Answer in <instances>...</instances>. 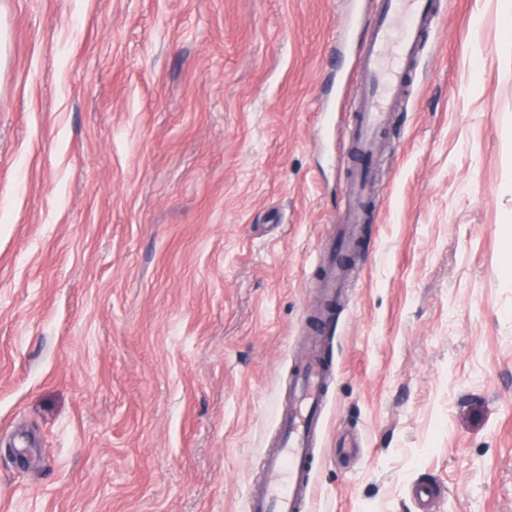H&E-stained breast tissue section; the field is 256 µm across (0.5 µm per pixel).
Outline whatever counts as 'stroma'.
I'll use <instances>...</instances> for the list:
<instances>
[{
	"mask_svg": "<svg viewBox=\"0 0 512 512\" xmlns=\"http://www.w3.org/2000/svg\"><path fill=\"white\" fill-rule=\"evenodd\" d=\"M438 3L311 512H512V58L495 0ZM349 8L0 0V512H249L340 231ZM412 496L416 503V512H435L434 502L438 496L437 489L427 483L420 482L412 487Z\"/></svg>",
	"mask_w": 512,
	"mask_h": 512,
	"instance_id": "35a3bbf8",
	"label": "stroma"
}]
</instances>
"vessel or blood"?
I'll return each instance as SVG.
<instances>
[{"mask_svg": "<svg viewBox=\"0 0 512 512\" xmlns=\"http://www.w3.org/2000/svg\"><path fill=\"white\" fill-rule=\"evenodd\" d=\"M439 21L436 0H379L367 21L365 48L356 61L365 83L355 95L351 131L355 164L349 171L339 248L321 262L319 286L325 296H335L347 284L348 272L338 252L350 247L351 225L361 223L365 204L378 197L372 164L383 148L382 133ZM332 377L333 366L320 343H312L294 377L293 399L279 417L277 448L263 457L261 477L249 487L250 512H307L316 462L313 439ZM412 496L416 512H435L438 491L433 485L415 484Z\"/></svg>", "mask_w": 512, "mask_h": 512, "instance_id": "b4317fda", "label": "vessel or blood"}]
</instances>
